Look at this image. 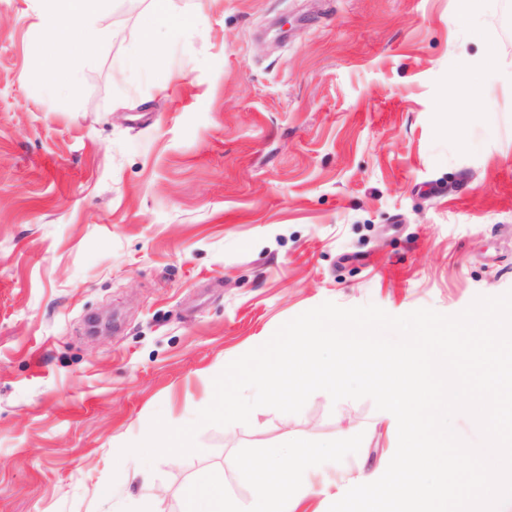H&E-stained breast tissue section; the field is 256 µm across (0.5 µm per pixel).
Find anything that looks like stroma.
Wrapping results in <instances>:
<instances>
[{
	"mask_svg": "<svg viewBox=\"0 0 512 512\" xmlns=\"http://www.w3.org/2000/svg\"><path fill=\"white\" fill-rule=\"evenodd\" d=\"M99 0L120 30L44 76L30 0H0V512H184L199 475L319 451L295 512H328L397 448L368 398L207 425L213 380L330 301L455 314L512 290V0ZM171 75L156 81L157 67ZM157 4L158 1L149 14L139 39L133 44L132 58L134 60H139L142 56L146 55L152 40V35L157 29L166 28L172 35H176L179 30L188 23L186 19L179 22L174 21L168 14L161 10Z\"/></svg>",
	"mask_w": 512,
	"mask_h": 512,
	"instance_id": "1",
	"label": "stroma"
}]
</instances>
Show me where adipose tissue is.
Here are the masks:
<instances>
[{"instance_id":"obj_1","label":"adipose tissue","mask_w":512,"mask_h":512,"mask_svg":"<svg viewBox=\"0 0 512 512\" xmlns=\"http://www.w3.org/2000/svg\"><path fill=\"white\" fill-rule=\"evenodd\" d=\"M94 0H36L41 19L44 70L52 84L69 85L71 74L66 58L93 53L107 33L98 24ZM317 451L298 442L289 449L268 448L262 456L245 461L253 480V494L247 512H293L292 504L301 492L300 476L315 463ZM188 512H238L224 496L223 480L204 476L188 491Z\"/></svg>"}]
</instances>
